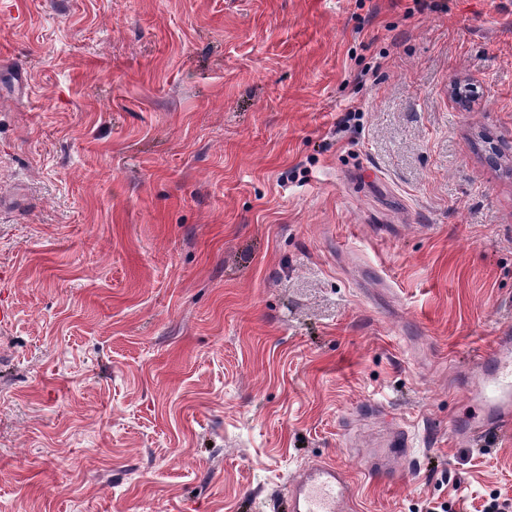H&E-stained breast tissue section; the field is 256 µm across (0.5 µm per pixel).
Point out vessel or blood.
Here are the masks:
<instances>
[{"label": "vessel or blood", "instance_id": "vessel-or-blood-1", "mask_svg": "<svg viewBox=\"0 0 512 512\" xmlns=\"http://www.w3.org/2000/svg\"><path fill=\"white\" fill-rule=\"evenodd\" d=\"M458 384L477 405L476 416L459 422L455 431L474 442L512 427V331L503 330L477 354ZM413 467L411 445L404 429L387 432L380 447L364 457L366 478H402ZM356 488L336 464L319 461L300 469L288 484V512H351Z\"/></svg>", "mask_w": 512, "mask_h": 512}]
</instances>
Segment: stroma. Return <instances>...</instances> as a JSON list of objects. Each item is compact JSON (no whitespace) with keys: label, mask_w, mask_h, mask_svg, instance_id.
Wrapping results in <instances>:
<instances>
[{"label":"stroma","mask_w":512,"mask_h":512,"mask_svg":"<svg viewBox=\"0 0 512 512\" xmlns=\"http://www.w3.org/2000/svg\"><path fill=\"white\" fill-rule=\"evenodd\" d=\"M428 2L0 0V512H285L398 424L360 512L512 503L450 385L512 328V0ZM382 448H371L364 457L361 473L368 479H400L413 467L411 445L407 433L394 427L387 432Z\"/></svg>","instance_id":"1"}]
</instances>
